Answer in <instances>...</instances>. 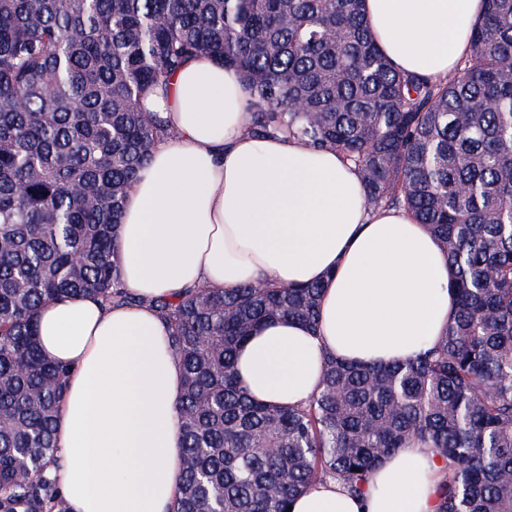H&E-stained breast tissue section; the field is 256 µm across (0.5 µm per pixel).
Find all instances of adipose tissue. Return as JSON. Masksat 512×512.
<instances>
[{
	"instance_id": "1",
	"label": "adipose tissue",
	"mask_w": 512,
	"mask_h": 512,
	"mask_svg": "<svg viewBox=\"0 0 512 512\" xmlns=\"http://www.w3.org/2000/svg\"><path fill=\"white\" fill-rule=\"evenodd\" d=\"M377 42L400 69L445 78L470 48L482 0H364ZM141 107L171 130L154 146L118 228L122 281L138 305L49 303L43 354L69 380L53 469L72 512H171L182 441V368L154 299L267 278L320 283L316 326L274 319L241 346L251 396L302 405L324 361L388 366L431 346L455 313L440 242L410 216L370 211L354 165L282 134L247 137L240 74L205 55L148 88ZM444 464L413 444L388 456L365 493L326 479L292 512H435Z\"/></svg>"
}]
</instances>
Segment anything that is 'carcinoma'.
Instances as JSON below:
<instances>
[{
  "label": "carcinoma",
  "instance_id": "carcinoma-1",
  "mask_svg": "<svg viewBox=\"0 0 512 512\" xmlns=\"http://www.w3.org/2000/svg\"><path fill=\"white\" fill-rule=\"evenodd\" d=\"M199 54L242 76L245 135L335 151L369 209L425 225L456 311L391 366L327 357L318 394L280 407L251 398L236 351L269 320L316 326L320 284L155 300L183 368L172 512H289L329 477L361 495L412 440L447 466L435 512H512V0H483L438 81L393 65L364 0H0V512H70L50 473L69 371L42 355L38 313L136 303L118 226L171 134L140 98Z\"/></svg>",
  "mask_w": 512,
  "mask_h": 512
}]
</instances>
